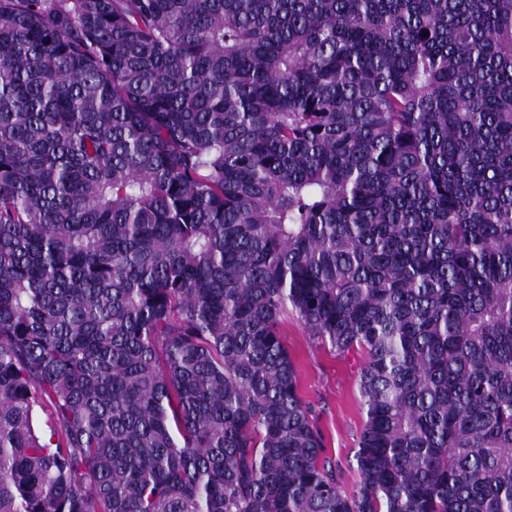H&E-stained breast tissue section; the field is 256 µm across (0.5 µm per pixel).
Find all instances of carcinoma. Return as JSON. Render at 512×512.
Wrapping results in <instances>:
<instances>
[{
    "label": "carcinoma",
    "instance_id": "cac0c4a2",
    "mask_svg": "<svg viewBox=\"0 0 512 512\" xmlns=\"http://www.w3.org/2000/svg\"><path fill=\"white\" fill-rule=\"evenodd\" d=\"M0 512H512V0H0ZM282 332L298 369L300 397L311 406L323 435L324 456L336 469L342 487L350 491L358 481L355 451L365 420L358 386L360 357H338L292 316Z\"/></svg>",
    "mask_w": 512,
    "mask_h": 512
}]
</instances>
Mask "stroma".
Returning <instances> with one entry per match:
<instances>
[{"label":"stroma","instance_id":"stroma-1","mask_svg":"<svg viewBox=\"0 0 512 512\" xmlns=\"http://www.w3.org/2000/svg\"><path fill=\"white\" fill-rule=\"evenodd\" d=\"M282 340L298 369L299 394L313 410L322 435L325 457L344 489L358 480L355 451L365 413L358 386L360 359L338 357L329 345L308 335L297 319L282 327Z\"/></svg>","mask_w":512,"mask_h":512}]
</instances>
